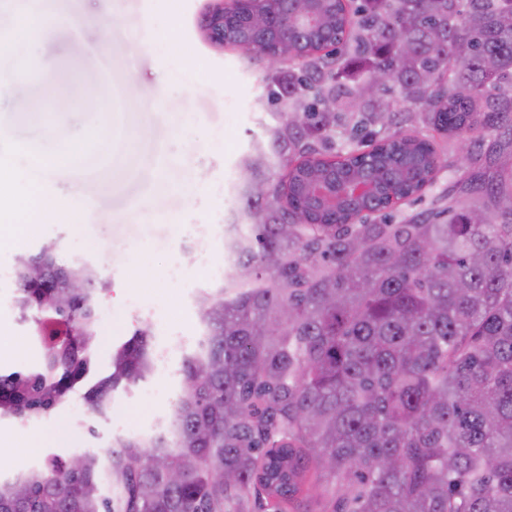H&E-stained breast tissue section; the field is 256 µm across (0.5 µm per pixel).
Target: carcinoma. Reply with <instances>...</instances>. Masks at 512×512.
Returning <instances> with one entry per match:
<instances>
[{
  "mask_svg": "<svg viewBox=\"0 0 512 512\" xmlns=\"http://www.w3.org/2000/svg\"><path fill=\"white\" fill-rule=\"evenodd\" d=\"M274 0L224 44L276 47L297 63L269 100L291 118L242 161L246 228L200 301L204 333L184 357L174 428L145 443L112 440L115 499L99 460L0 479V512H298L306 474L321 512H512V138L464 171L427 214L397 224L376 213L420 197L447 166L404 112L460 144L512 127V0ZM388 79L374 83L377 73ZM354 118L368 150L330 158L331 133ZM283 163L280 178L270 158ZM375 185L336 209L310 186ZM21 314L47 331L39 364L0 374V416L48 413L78 381L97 343L95 303L108 282L63 266L55 244L17 256ZM80 281L76 290L72 283ZM149 330L116 348L112 372L86 393L153 374Z\"/></svg>",
  "mask_w": 512,
  "mask_h": 512,
  "instance_id": "cac0c4a2",
  "label": "carcinoma"
}]
</instances>
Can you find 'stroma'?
I'll return each mask as SVG.
<instances>
[{
  "mask_svg": "<svg viewBox=\"0 0 512 512\" xmlns=\"http://www.w3.org/2000/svg\"><path fill=\"white\" fill-rule=\"evenodd\" d=\"M211 2L0 0V28L34 5L52 31L32 51L0 53V72L15 78L0 91V163L23 178V150L49 154L77 140L84 151L83 160L52 170L44 186L49 197H71L74 219L24 234L23 202L0 201V374L34 368L42 352L25 344L36 327L15 303L18 254L54 240L60 263L90 262L109 283L86 375L46 415L0 417V467L22 459L40 466L79 448L106 459L113 437L136 435L175 399L182 358L201 336L195 297L224 268L219 251L209 265H194L185 243L196 225L244 222L239 163L289 117L267 98L264 62L202 38ZM171 26L174 44L166 38ZM49 86L97 97L104 109L88 112L75 102L57 110L44 98ZM39 99L42 111H31ZM89 182L99 191L86 209L77 191ZM144 325L152 345L173 346L169 366L115 392L106 415L93 413L84 392L109 373L114 347Z\"/></svg>",
  "mask_w": 512,
  "mask_h": 512,
  "instance_id": "obj_1",
  "label": "stroma"
}]
</instances>
